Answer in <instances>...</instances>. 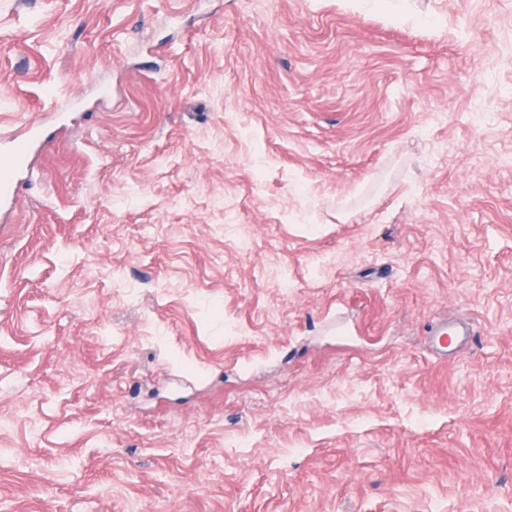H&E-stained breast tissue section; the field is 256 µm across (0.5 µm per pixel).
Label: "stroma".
Listing matches in <instances>:
<instances>
[{
  "mask_svg": "<svg viewBox=\"0 0 512 512\" xmlns=\"http://www.w3.org/2000/svg\"><path fill=\"white\" fill-rule=\"evenodd\" d=\"M28 122L0 512H512V0H0ZM430 345L439 357L445 358L448 347L453 345L458 336L472 339L476 336L474 329L466 322L443 321L431 326L428 331ZM449 339V341H448Z\"/></svg>",
  "mask_w": 512,
  "mask_h": 512,
  "instance_id": "35a3bbf8",
  "label": "stroma"
}]
</instances>
